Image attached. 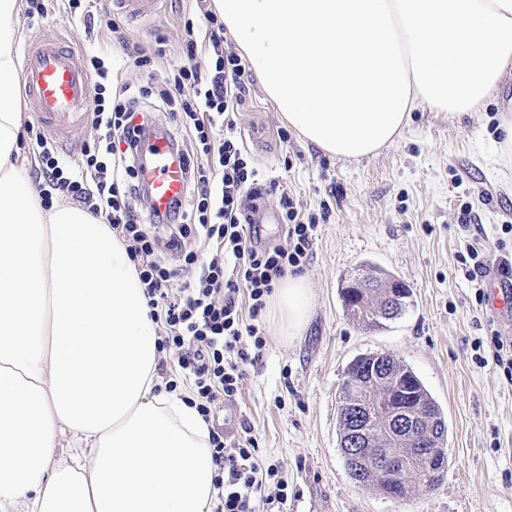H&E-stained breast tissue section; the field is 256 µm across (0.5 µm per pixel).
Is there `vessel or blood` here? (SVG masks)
Returning <instances> with one entry per match:
<instances>
[{"instance_id":"vessel-or-blood-1","label":"vessel or blood","mask_w":512,"mask_h":512,"mask_svg":"<svg viewBox=\"0 0 512 512\" xmlns=\"http://www.w3.org/2000/svg\"><path fill=\"white\" fill-rule=\"evenodd\" d=\"M25 58L21 81L35 100L37 118L53 139H64L87 114L93 96L92 79L78 66L73 52L60 46L58 37L50 32L31 40ZM151 152L145 179L152 206L164 212L184 196L185 174L171 157L166 140H153ZM486 286L497 305L505 308L512 304L511 278L498 273Z\"/></svg>"}]
</instances>
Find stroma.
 <instances>
[{
  "label": "stroma",
  "instance_id": "35a3bbf8",
  "mask_svg": "<svg viewBox=\"0 0 512 512\" xmlns=\"http://www.w3.org/2000/svg\"><path fill=\"white\" fill-rule=\"evenodd\" d=\"M30 18L21 0L17 52L40 32L59 33L76 62L103 52L112 86L162 85L187 63L188 20L212 0H163L157 14L131 18L111 0H42ZM147 67L112 51L109 22ZM232 113L250 159L264 178L298 199L304 213L328 208L302 274L311 289L300 335L286 337L273 307L263 319L267 343L241 391L216 424L229 444L252 438L259 458L288 482V512H512V383L495 364L492 336L512 338V316L471 282L470 248L492 262L512 258V161L499 153L498 126L512 117L501 96L481 111L416 110L402 136L358 161L336 158L289 129L253 71ZM393 276L411 291L405 310L379 327L352 320L341 288L362 267ZM384 351L422 380L448 423L442 481L398 503L356 483L338 447L339 393L357 355Z\"/></svg>",
  "mask_w": 512,
  "mask_h": 512
}]
</instances>
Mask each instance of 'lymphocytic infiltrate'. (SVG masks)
<instances>
[{"label": "lymphocytic infiltrate", "instance_id": "f902f5d3", "mask_svg": "<svg viewBox=\"0 0 512 512\" xmlns=\"http://www.w3.org/2000/svg\"><path fill=\"white\" fill-rule=\"evenodd\" d=\"M201 30L212 54L198 58L196 39H188L189 64L178 67L157 91L124 85L117 97H107L109 70L102 58L91 57L98 83L90 118L97 135L83 148L84 165L67 168L44 135H36L35 144L48 185L42 200L60 191L111 224L125 242L167 354L157 370L175 369L190 387L192 405L208 422L240 392L247 365L260 359L266 345V299L287 272L302 270L319 218L302 214L294 197L278 191L252 164L234 123L226 119L245 98V66L225 47L216 13L203 12ZM154 95L178 108L179 123L204 163L192 162L182 138L148 119L145 104ZM158 133L187 172L184 196L164 213L152 208L140 179L141 168L149 163V140ZM274 192L287 242L263 246L257 241L255 203ZM191 240L211 245L209 256L199 258L187 246ZM170 251L182 256L179 267L169 264ZM210 447L217 471L213 512L284 507L288 483L275 465L264 463L246 445L227 446L216 430L210 433Z\"/></svg>", "mask_w": 512, "mask_h": 512}]
</instances>
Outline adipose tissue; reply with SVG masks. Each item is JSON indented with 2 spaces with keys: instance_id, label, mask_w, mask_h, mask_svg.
<instances>
[{
  "instance_id": "1",
  "label": "adipose tissue",
  "mask_w": 512,
  "mask_h": 512,
  "mask_svg": "<svg viewBox=\"0 0 512 512\" xmlns=\"http://www.w3.org/2000/svg\"><path fill=\"white\" fill-rule=\"evenodd\" d=\"M301 138L358 160L411 112L480 111L512 72V0H214ZM0 0V512H210L208 425L161 388L158 327L110 225L43 207L24 170L15 20ZM310 288L280 281L286 335Z\"/></svg>"
}]
</instances>
